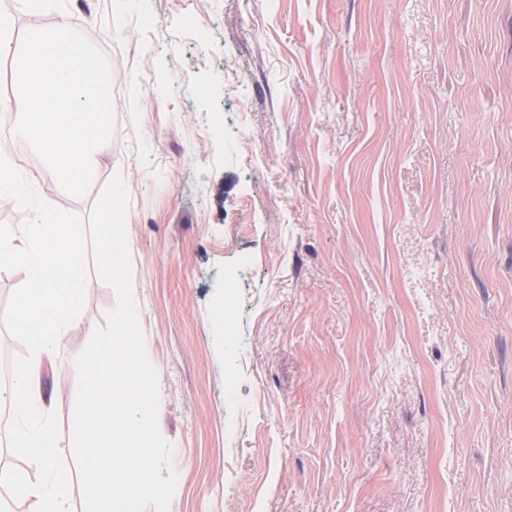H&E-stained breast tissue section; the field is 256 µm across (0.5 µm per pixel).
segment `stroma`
<instances>
[{"instance_id": "1", "label": "stroma", "mask_w": 512, "mask_h": 512, "mask_svg": "<svg viewBox=\"0 0 512 512\" xmlns=\"http://www.w3.org/2000/svg\"><path fill=\"white\" fill-rule=\"evenodd\" d=\"M108 59L89 220L128 195L132 291L177 485L169 512H512V0H58ZM247 111H240V102ZM40 391L71 512L69 358ZM0 323V463L12 362Z\"/></svg>"}]
</instances>
